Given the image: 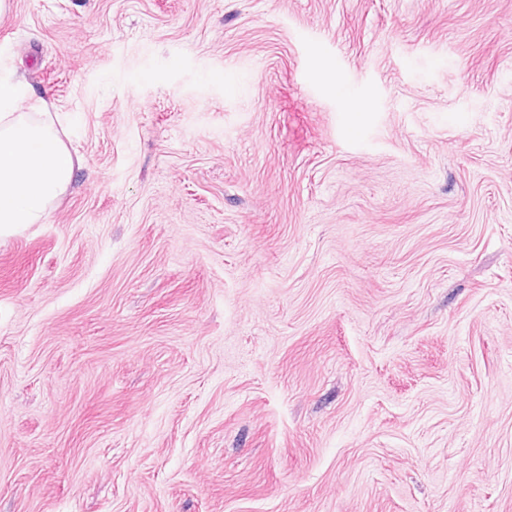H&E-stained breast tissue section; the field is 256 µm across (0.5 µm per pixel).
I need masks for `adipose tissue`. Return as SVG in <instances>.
<instances>
[{
	"label": "adipose tissue",
	"mask_w": 512,
	"mask_h": 512,
	"mask_svg": "<svg viewBox=\"0 0 512 512\" xmlns=\"http://www.w3.org/2000/svg\"><path fill=\"white\" fill-rule=\"evenodd\" d=\"M17 87L0 80V229L43 223L66 190L76 162L43 98L14 109Z\"/></svg>",
	"instance_id": "obj_1"
}]
</instances>
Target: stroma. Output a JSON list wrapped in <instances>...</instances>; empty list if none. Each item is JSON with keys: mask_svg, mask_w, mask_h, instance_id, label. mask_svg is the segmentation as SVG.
I'll return each instance as SVG.
<instances>
[{"mask_svg": "<svg viewBox=\"0 0 512 512\" xmlns=\"http://www.w3.org/2000/svg\"><path fill=\"white\" fill-rule=\"evenodd\" d=\"M79 159L0 234V512H512V0H8Z\"/></svg>", "mask_w": 512, "mask_h": 512, "instance_id": "obj_1", "label": "stroma"}]
</instances>
